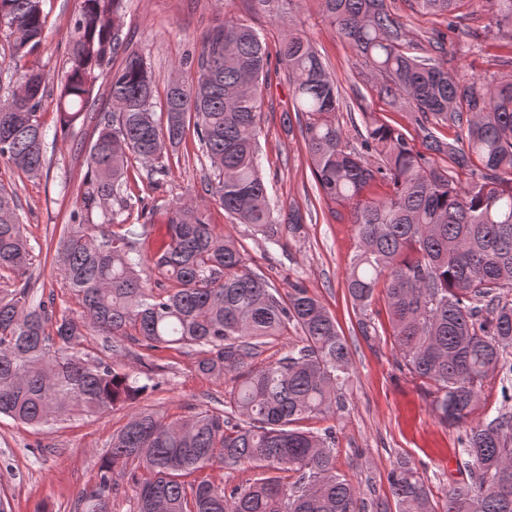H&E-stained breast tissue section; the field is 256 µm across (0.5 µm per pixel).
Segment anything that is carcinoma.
I'll list each match as a JSON object with an SVG mask.
<instances>
[{"instance_id":"obj_1","label":"carcinoma","mask_w":512,"mask_h":512,"mask_svg":"<svg viewBox=\"0 0 512 512\" xmlns=\"http://www.w3.org/2000/svg\"><path fill=\"white\" fill-rule=\"evenodd\" d=\"M126 2L81 0L56 99L64 137L90 107L96 76L124 46ZM388 2L321 0L330 24L378 76V96L413 110L424 150L377 121L360 135V147L349 146L337 118L336 81L308 36L288 34L278 62L317 189L326 201L349 206L356 225L359 247L344 283L360 311L362 339H379L367 310L380 293L403 365L427 385L445 425L464 423L488 380L500 377L497 414L462 439L468 479L439 506L424 473L399 459L386 477L396 512H512V81L464 80L429 52H416ZM414 2L455 18L466 0ZM39 3L0 0V28L18 59L42 48ZM487 3L496 27L512 31V0ZM270 65L252 26L224 20L189 62L196 79L168 85L163 123L143 56L130 52L112 71V110L100 116L86 147L87 170L56 249L78 304L72 316L57 313L52 298L34 299L25 279L31 247L14 193L0 187V272L16 277L0 291V416L43 429L131 404L154 388V354L167 349L194 350L203 374L234 376L222 409L173 421L150 408L135 412L112 436L78 512H109L122 474L135 489L133 512H368L360 488L336 472V432L300 426L336 415L353 372L350 346L321 301L299 283L282 296L188 201L169 209L167 239L149 258L141 251L148 225L110 229L107 206L120 196L128 156L158 186L169 173L164 158L191 132L210 161L209 191L225 213L271 240L283 223L289 235L300 233L299 212L274 217L259 170L260 87ZM37 77L25 71L18 80L26 95L0 98V157L32 176L46 165L45 86L33 85ZM448 123L464 133L451 141L435 135L433 126ZM435 155L469 169L470 181L458 182ZM379 182L387 195L366 196ZM97 212L107 223L94 222ZM290 327L298 344L275 361L255 363ZM88 328L104 338L107 357L91 361L77 350ZM214 465L258 474L220 488L201 475Z\"/></svg>"}]
</instances>
